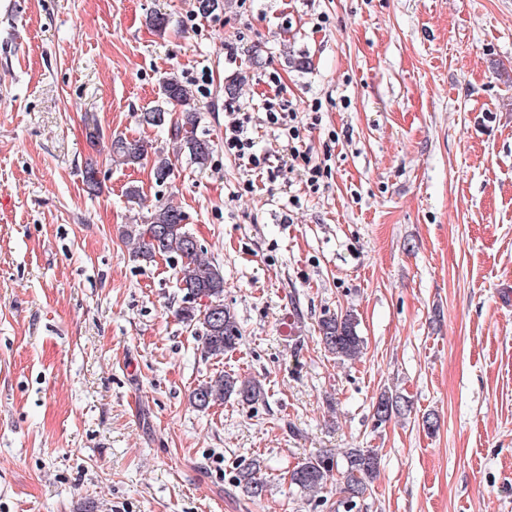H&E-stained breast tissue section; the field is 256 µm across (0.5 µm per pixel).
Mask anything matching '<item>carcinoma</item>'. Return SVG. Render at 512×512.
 I'll list each match as a JSON object with an SVG mask.
<instances>
[{
	"instance_id": "cac0c4a2",
	"label": "carcinoma",
	"mask_w": 512,
	"mask_h": 512,
	"mask_svg": "<svg viewBox=\"0 0 512 512\" xmlns=\"http://www.w3.org/2000/svg\"><path fill=\"white\" fill-rule=\"evenodd\" d=\"M159 91L162 102L141 113V123L168 129L176 154L186 155L196 165H205L213 146L198 133L199 116L193 95L175 76L163 78ZM144 156L145 146L140 142L121 136L112 139V161L120 165H137ZM172 174L171 159L158 157L154 162L155 181L164 183ZM184 220L182 210L170 205L159 207L145 222L135 225L136 256L149 264L158 256L180 260L178 288L182 292V306L177 315L189 326H201L207 351L222 355L236 349L242 336L241 328L234 313L224 305L223 269L200 258L201 247L186 229ZM357 326L358 321L350 312L322 319L319 334L324 348L339 360L358 358L364 350L365 340L359 335ZM230 398L255 405L265 401L266 392L260 381L227 372L201 382L192 391V401L200 409ZM409 407L408 399L385 390L373 404V418L382 425ZM260 471L258 460L237 468L236 485L251 498H259L266 491ZM336 473L340 477L336 512H353L379 475L378 453L372 448H348L339 460L327 454L304 458L289 471V480L300 492L313 496Z\"/></svg>"
}]
</instances>
